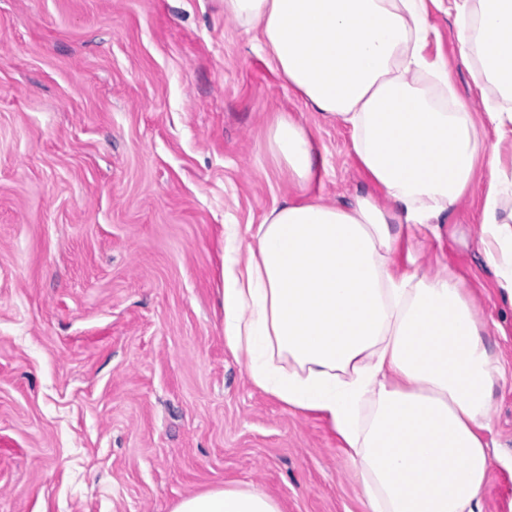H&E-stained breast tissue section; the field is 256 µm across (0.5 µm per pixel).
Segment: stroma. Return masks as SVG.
<instances>
[{"label": "stroma", "mask_w": 512, "mask_h": 512, "mask_svg": "<svg viewBox=\"0 0 512 512\" xmlns=\"http://www.w3.org/2000/svg\"><path fill=\"white\" fill-rule=\"evenodd\" d=\"M426 49L477 127L473 186L417 267L462 278L504 369L490 406L485 512H512V301L482 254L495 128L455 36ZM223 0H0V512H171L255 484L283 512H364L327 420L251 381L224 344V250L293 194L257 143L280 112L327 160L314 198L367 188L338 119L310 111Z\"/></svg>", "instance_id": "1"}]
</instances>
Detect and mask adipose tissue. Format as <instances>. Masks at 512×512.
<instances>
[{"instance_id":"obj_1","label":"adipose tissue","mask_w":512,"mask_h":512,"mask_svg":"<svg viewBox=\"0 0 512 512\" xmlns=\"http://www.w3.org/2000/svg\"><path fill=\"white\" fill-rule=\"evenodd\" d=\"M458 41L487 119L512 124V0H453ZM259 28L276 72L305 106L351 131L367 191L336 207L309 196L326 167L307 128L276 115L259 144L298 191L267 212L244 257L222 270L224 343L287 407L323 414L351 451L365 512H484L493 462L488 407L502 375L454 271L401 269L422 230L439 234L474 181L478 140L435 89L448 67L426 54L428 0H224ZM486 259L512 299V181L490 168ZM172 512H282L261 487L209 489Z\"/></svg>"}]
</instances>
